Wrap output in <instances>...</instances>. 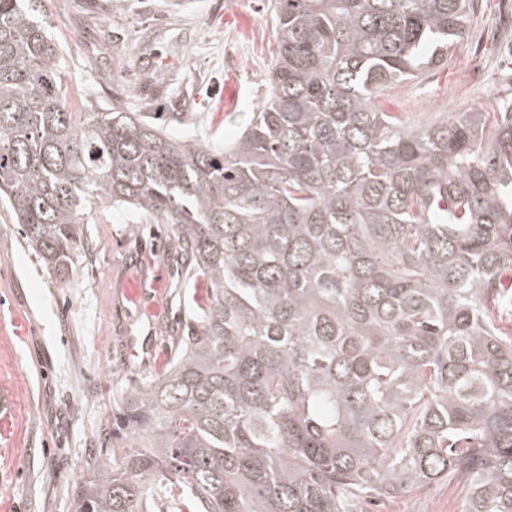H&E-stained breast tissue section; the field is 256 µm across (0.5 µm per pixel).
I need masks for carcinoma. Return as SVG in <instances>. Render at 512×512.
Segmentation results:
<instances>
[{"instance_id":"carcinoma-1","label":"carcinoma","mask_w":512,"mask_h":512,"mask_svg":"<svg viewBox=\"0 0 512 512\" xmlns=\"http://www.w3.org/2000/svg\"><path fill=\"white\" fill-rule=\"evenodd\" d=\"M33 0H0V202L57 277L88 207L153 212L205 281L74 512H360L442 480L512 512V102L411 125L382 92L475 0H271L269 95L226 149L75 112Z\"/></svg>"}]
</instances>
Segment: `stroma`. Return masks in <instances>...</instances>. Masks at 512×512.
Here are the masks:
<instances>
[{"label":"stroma","mask_w":512,"mask_h":512,"mask_svg":"<svg viewBox=\"0 0 512 512\" xmlns=\"http://www.w3.org/2000/svg\"><path fill=\"white\" fill-rule=\"evenodd\" d=\"M85 104L156 112L178 139L233 141L268 96L277 43L267 0H35ZM512 98V0H479L447 61L385 92L421 124ZM177 236L143 210L94 205L65 280L49 274L0 204V512H73L110 451L127 389L158 373L201 280L173 259ZM138 282V298L127 288ZM366 512H465L442 481Z\"/></svg>","instance_id":"35a3bbf8"}]
</instances>
